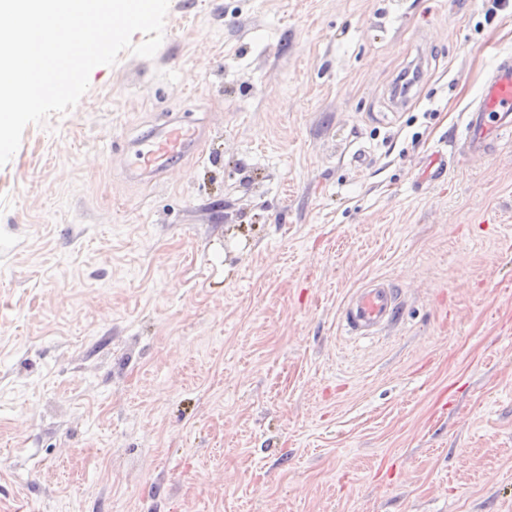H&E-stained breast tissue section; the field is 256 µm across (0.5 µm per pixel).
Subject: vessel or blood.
I'll return each mask as SVG.
<instances>
[{
    "label": "vessel or blood",
    "instance_id": "obj_1",
    "mask_svg": "<svg viewBox=\"0 0 512 512\" xmlns=\"http://www.w3.org/2000/svg\"><path fill=\"white\" fill-rule=\"evenodd\" d=\"M207 135L206 126L198 120L170 119L140 139L123 144L127 169L131 175L150 181L161 179L185 158L197 154ZM506 137H512V55L499 54L453 144L469 154L481 155L492 143ZM399 316L397 290L387 280L375 279L344 304L341 324L350 335L372 336Z\"/></svg>",
    "mask_w": 512,
    "mask_h": 512
}]
</instances>
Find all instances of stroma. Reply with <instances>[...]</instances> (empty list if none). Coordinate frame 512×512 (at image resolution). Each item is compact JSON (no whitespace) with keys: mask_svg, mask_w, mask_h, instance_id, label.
I'll use <instances>...</instances> for the list:
<instances>
[{"mask_svg":"<svg viewBox=\"0 0 512 512\" xmlns=\"http://www.w3.org/2000/svg\"><path fill=\"white\" fill-rule=\"evenodd\" d=\"M487 0H170L0 166V512H512V53ZM417 68L409 95L394 91ZM204 119L147 182L117 144ZM401 322L340 311L374 279ZM512 55L497 54L475 107L466 112L460 132L448 146L481 155L490 145L512 137ZM400 316L398 292L384 279H374L344 304L341 324L352 336H373Z\"/></svg>","mask_w":512,"mask_h":512,"instance_id":"obj_1","label":"stroma"}]
</instances>
